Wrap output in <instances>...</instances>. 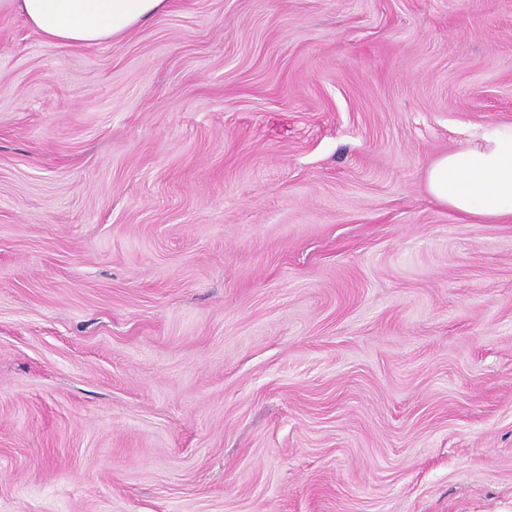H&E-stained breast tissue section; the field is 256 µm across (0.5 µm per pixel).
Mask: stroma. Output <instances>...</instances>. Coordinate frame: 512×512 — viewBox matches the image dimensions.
<instances>
[{"instance_id": "35a3bbf8", "label": "stroma", "mask_w": 512, "mask_h": 512, "mask_svg": "<svg viewBox=\"0 0 512 512\" xmlns=\"http://www.w3.org/2000/svg\"><path fill=\"white\" fill-rule=\"evenodd\" d=\"M512 0L0 15V512H512ZM168 0H1L49 45L84 48L120 37L166 8ZM426 186L462 217L512 223V125L488 127L475 141L438 156Z\"/></svg>"}]
</instances>
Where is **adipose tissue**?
<instances>
[{"instance_id":"ef3b65f1","label":"adipose tissue","mask_w":512,"mask_h":512,"mask_svg":"<svg viewBox=\"0 0 512 512\" xmlns=\"http://www.w3.org/2000/svg\"><path fill=\"white\" fill-rule=\"evenodd\" d=\"M168 0H0L50 45L84 48L122 36L163 11ZM426 186L462 217L512 223V125L486 128L476 140L438 156Z\"/></svg>"}]
</instances>
